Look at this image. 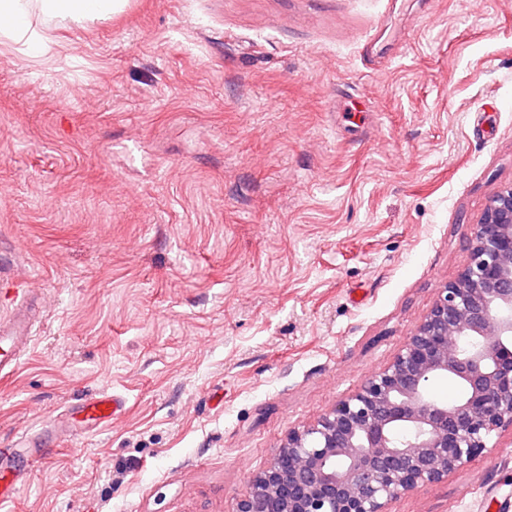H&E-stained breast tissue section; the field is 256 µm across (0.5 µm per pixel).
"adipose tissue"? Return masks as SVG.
<instances>
[{
    "instance_id": "obj_1",
    "label": "adipose tissue",
    "mask_w": 512,
    "mask_h": 512,
    "mask_svg": "<svg viewBox=\"0 0 512 512\" xmlns=\"http://www.w3.org/2000/svg\"><path fill=\"white\" fill-rule=\"evenodd\" d=\"M120 0H0V36L37 49L42 36L30 21L32 12L57 22L102 19L116 12Z\"/></svg>"
}]
</instances>
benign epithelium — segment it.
I'll return each mask as SVG.
<instances>
[{
	"label": "benign epithelium",
	"mask_w": 512,
	"mask_h": 512,
	"mask_svg": "<svg viewBox=\"0 0 512 512\" xmlns=\"http://www.w3.org/2000/svg\"><path fill=\"white\" fill-rule=\"evenodd\" d=\"M469 252L393 361L288 433L237 512H385L512 427V185L490 200ZM450 333L465 341L453 354ZM439 375L461 395L433 398L427 383Z\"/></svg>",
	"instance_id": "benign-epithelium-1"
}]
</instances>
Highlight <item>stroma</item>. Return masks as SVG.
Instances as JSON below:
<instances>
[{"mask_svg":"<svg viewBox=\"0 0 512 512\" xmlns=\"http://www.w3.org/2000/svg\"><path fill=\"white\" fill-rule=\"evenodd\" d=\"M0 38V444L124 397L0 512H236L386 367L512 185V0H128ZM512 428L386 512H499ZM26 304L0 319V377L13 374L33 342L35 316ZM125 408L122 399L112 394H99L90 397L81 404V412L85 415V422L98 426L112 423Z\"/></svg>","mask_w":512,"mask_h":512,"instance_id":"1","label":"stroma"}]
</instances>
